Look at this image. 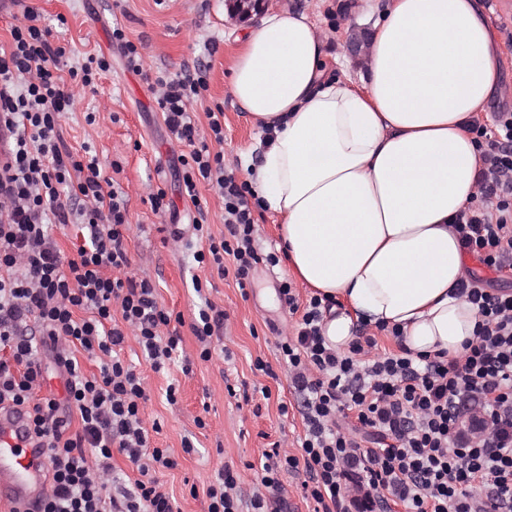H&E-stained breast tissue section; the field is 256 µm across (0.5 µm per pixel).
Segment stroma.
Returning a JSON list of instances; mask_svg holds the SVG:
<instances>
[{"mask_svg":"<svg viewBox=\"0 0 512 512\" xmlns=\"http://www.w3.org/2000/svg\"><path fill=\"white\" fill-rule=\"evenodd\" d=\"M275 4L309 12L331 34L327 52L340 57L343 67H331L332 75L346 73L360 80L364 66L346 48L351 26L373 33L374 23L388 0H274ZM493 34L500 55V84L488 104L489 120L483 126L494 130L493 113L512 112V8L506 0H477ZM41 13L55 42L67 49L68 65L87 55H104L109 72L94 86L69 84L74 108L60 120V146L79 152L90 145L96 152L103 178L117 181L125 193L129 226L125 233L130 270L147 275L156 285L160 304L181 314L178 331L189 362L175 360L157 373L145 362L135 339H127L122 355L145 379L149 398L145 417L161 425L153 444L168 449L176 465L157 472L163 492L174 501L176 512H208V485L224 466L241 476V512H250L249 501L263 462V453L273 443L296 448L305 434L300 400L282 365L277 343L292 320L285 313L278 293L282 280L291 279L289 260L268 269L257 265L252 286L240 292L233 275L194 262L188 243L194 242L193 220L202 217L214 237L224 234V202L215 188L202 185L198 202L178 191L179 157L185 145L171 140L161 112L142 76L129 72L119 48L112 43V26L120 24L127 39L138 46L144 65L176 74L204 64L208 91L196 107L200 128H207L206 107L224 108V142L212 151L224 154L227 170L239 171V156L247 153L252 164L261 160L256 150V130L241 104L229 93L228 83L246 25L230 19L224 0H12L0 9V47L9 46L10 30L23 19L26 9ZM95 123H87V113ZM164 188L175 204L173 213L155 214L149 193ZM181 233L183 245L164 240V233ZM203 291L195 293L193 280ZM208 298L227 312L213 343L212 357H198L199 344L191 325L201 298ZM270 365L271 375L256 371V360ZM175 387V401H167V387ZM237 396H230L228 388ZM192 452H185L184 441Z\"/></svg>","mask_w":512,"mask_h":512,"instance_id":"stroma-1","label":"stroma"}]
</instances>
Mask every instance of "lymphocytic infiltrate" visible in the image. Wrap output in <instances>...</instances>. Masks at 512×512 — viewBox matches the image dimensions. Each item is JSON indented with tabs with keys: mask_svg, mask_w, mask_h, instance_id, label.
Instances as JSON below:
<instances>
[{
	"mask_svg": "<svg viewBox=\"0 0 512 512\" xmlns=\"http://www.w3.org/2000/svg\"><path fill=\"white\" fill-rule=\"evenodd\" d=\"M11 38L0 51V122L13 133L0 170V402L30 409L52 474L42 512H174L153 473L176 462L153 446L160 425L143 416V379L117 349L133 334L158 373L180 353L181 337L153 283L126 273L125 200L104 192L95 155L79 158L59 145V122L73 104L65 78L89 86L111 63L90 55L59 76L66 49L31 9ZM146 81L169 137L188 148L180 161L182 192L195 202L207 184L224 201L227 237L195 224L207 248L194 259L221 275L233 271L246 290L254 265L274 268L280 258L257 251L249 185L226 172L223 153L209 147L224 140L222 106L206 112L210 139L197 135L194 105L208 87L206 69L159 70ZM472 131L485 164L481 197L453 228L465 249L500 272L512 268V113H497L495 136L479 125ZM70 224L80 226L84 242L66 260L52 230ZM461 293L480 317L462 354L415 357L403 348L379 355L372 336L358 337L345 352L331 348L321 323L334 300L314 295L300 302L291 283L281 282L280 298L296 325L278 352L302 403L305 436L299 454L264 451L252 512H287L281 475L298 470L313 512L354 505L370 512L378 503L404 512H512V293L475 278ZM76 344L99 358L98 373L84 372ZM47 356L64 379V399L40 393ZM74 413L80 429L73 433ZM465 415L478 434H463ZM116 451L136 465L133 485L114 476ZM239 479L231 468L219 470L206 490L208 512H239Z\"/></svg>",
	"mask_w": 512,
	"mask_h": 512,
	"instance_id": "1",
	"label": "lymphocytic infiltrate"
}]
</instances>
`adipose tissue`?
Segmentation results:
<instances>
[{
    "instance_id": "adipose-tissue-1",
    "label": "adipose tissue",
    "mask_w": 512,
    "mask_h": 512,
    "mask_svg": "<svg viewBox=\"0 0 512 512\" xmlns=\"http://www.w3.org/2000/svg\"><path fill=\"white\" fill-rule=\"evenodd\" d=\"M328 38L304 11L256 18L229 91L263 135V161L240 166L279 216L296 278L341 301L322 324L331 348L383 324L412 354L458 355L478 316L459 293L452 223L478 201L469 125L500 88L488 24L475 0H391L357 83L329 75Z\"/></svg>"
}]
</instances>
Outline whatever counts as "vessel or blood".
I'll use <instances>...</instances> for the list:
<instances>
[{"mask_svg":"<svg viewBox=\"0 0 512 512\" xmlns=\"http://www.w3.org/2000/svg\"><path fill=\"white\" fill-rule=\"evenodd\" d=\"M48 468L30 432L27 408L0 403V507L6 512H40Z\"/></svg>","mask_w":512,"mask_h":512,"instance_id":"vessel-or-blood-1","label":"vessel or blood"}]
</instances>
